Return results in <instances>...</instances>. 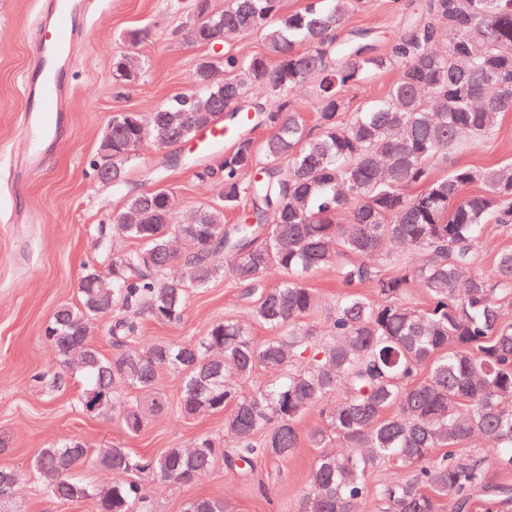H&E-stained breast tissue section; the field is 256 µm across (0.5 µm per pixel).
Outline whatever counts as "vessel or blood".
I'll return each instance as SVG.
<instances>
[{"label": "vessel or blood", "mask_w": 512, "mask_h": 512, "mask_svg": "<svg viewBox=\"0 0 512 512\" xmlns=\"http://www.w3.org/2000/svg\"><path fill=\"white\" fill-rule=\"evenodd\" d=\"M86 29L85 0H42L20 109L19 133L33 146L25 172L38 169L43 149L63 130L70 84L60 62L71 58Z\"/></svg>", "instance_id": "obj_1"}]
</instances>
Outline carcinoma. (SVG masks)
<instances>
[{
  "label": "carcinoma",
  "mask_w": 512,
  "mask_h": 512,
  "mask_svg": "<svg viewBox=\"0 0 512 512\" xmlns=\"http://www.w3.org/2000/svg\"><path fill=\"white\" fill-rule=\"evenodd\" d=\"M357 6L307 0L286 12L282 0H228L216 11L212 0H196L187 32L198 31L199 43L259 33L269 56L214 51L209 69L223 74L224 90L196 77L198 93L146 115L112 116L117 186L145 141L194 140L189 121L198 101H211L212 122L231 135L218 207L203 205L183 224L166 191L127 200L113 230L130 247L112 250L104 270L85 268L78 303L59 306L45 329L54 364L33 382L58 393L81 378L75 407L136 434L166 409L161 371L175 372L181 415L224 414L235 446L204 434L158 456L103 448L106 470L140 478L90 484L75 475L89 460L86 445L54 444L34 467L56 501L149 512L150 482L188 485L219 457L235 470L288 460L301 418L318 407L326 426L310 434L318 452L294 512H360L369 499L375 512H471L476 502L512 512V484L497 478L512 471V251L492 273L478 269L486 226L512 231V161L432 175L437 159L488 135L512 110L499 97L512 84V0H425L385 53L373 51L370 33L344 32ZM113 69L132 82L140 62L124 55ZM387 71L397 76L383 98L339 117L343 88ZM309 79L318 83L314 127L288 100ZM252 86L276 105L244 108ZM260 126L269 134L258 143ZM244 202L250 216L224 223V211ZM221 252L231 257L226 268L212 262ZM325 268L343 291L319 334L307 325L317 297L306 281ZM226 275L256 296L251 323L226 318L194 340L139 343L142 320L181 323L188 291ZM415 285L429 297L424 307L406 301ZM104 319L110 356L92 343ZM254 325L272 336L255 340ZM260 369L275 376L247 394L235 387ZM386 462L403 477L370 485L371 470ZM17 490L15 472L0 468V497ZM190 512H224V503L196 498Z\"/></svg>",
  "instance_id": "cac0c4a2"
}]
</instances>
